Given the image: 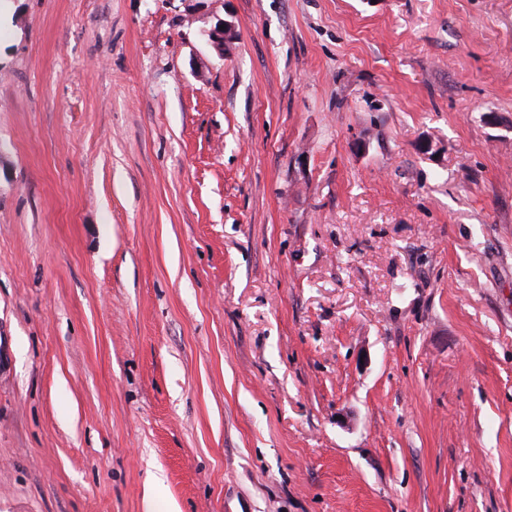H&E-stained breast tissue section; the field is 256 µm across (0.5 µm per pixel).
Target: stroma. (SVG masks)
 I'll use <instances>...</instances> for the list:
<instances>
[{"label": "stroma", "mask_w": 512, "mask_h": 512, "mask_svg": "<svg viewBox=\"0 0 512 512\" xmlns=\"http://www.w3.org/2000/svg\"><path fill=\"white\" fill-rule=\"evenodd\" d=\"M8 5L0 512H512V0Z\"/></svg>", "instance_id": "obj_1"}]
</instances>
